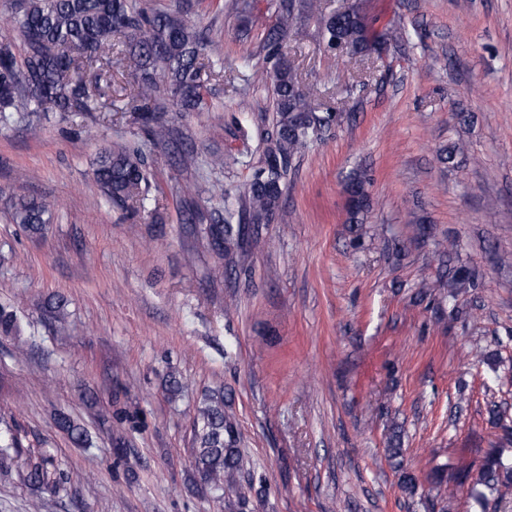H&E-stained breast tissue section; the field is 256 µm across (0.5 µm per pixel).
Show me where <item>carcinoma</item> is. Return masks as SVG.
Wrapping results in <instances>:
<instances>
[{
	"instance_id": "1",
	"label": "carcinoma",
	"mask_w": 512,
	"mask_h": 512,
	"mask_svg": "<svg viewBox=\"0 0 512 512\" xmlns=\"http://www.w3.org/2000/svg\"><path fill=\"white\" fill-rule=\"evenodd\" d=\"M275 23L264 38L262 59L255 63L256 75L268 87L270 126L260 134L252 159L253 172L235 192L224 191V215L217 208L191 206L192 219L205 225L211 245L229 258L246 233L245 225L258 229L270 224L278 209L288 177L305 152L320 141L338 121L335 112H321L299 84L298 73L283 50L286 38L303 16L320 21L321 36L329 50L342 43L351 55L367 48L364 23L347 10L322 12L321 0H270ZM186 4L173 10H154L146 0H13L6 26L0 27V127L29 121L36 112L84 113L100 110L101 83L112 82L109 69L89 75L88 67L101 60L107 39L123 38L134 63L132 103L139 113L148 141L165 143L172 129L164 118L161 96L166 94L187 112H212L214 104L201 84L203 74L224 72L222 60L214 57L202 32L181 17ZM20 40L21 53L14 52ZM94 176L107 198L114 203L132 201L146 209L150 201L147 158L139 150L115 143L102 148L95 162ZM349 184L354 192L348 199L351 228L365 223L370 209L366 177L356 174ZM12 220L32 234L50 223V205L34 198L18 197ZM477 274L465 264L453 266L448 281L432 288L437 319L444 317V301H456L453 313L471 317V308L459 298L476 287ZM192 454L195 472L208 489L228 503L245 505L244 483L249 461L242 454V434L224 404V391L204 396L196 409ZM57 426L76 445L88 443L87 431L68 415H58ZM21 450L10 431L0 432V464L18 462ZM19 480L27 485L56 492L61 479L47 461L17 466ZM399 486L413 498L420 487L418 476L400 469ZM482 509L512 495V459L493 450L483 456L471 487Z\"/></svg>"
}]
</instances>
